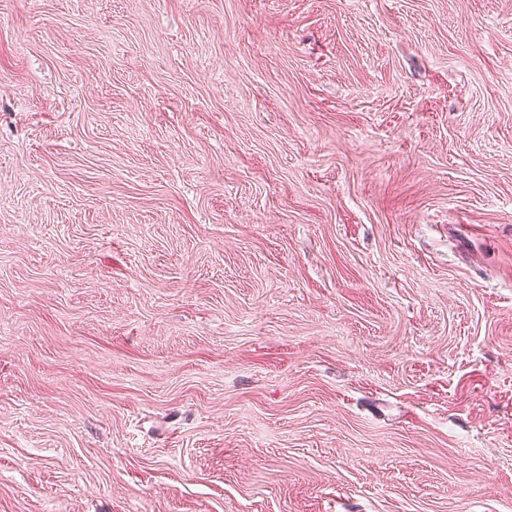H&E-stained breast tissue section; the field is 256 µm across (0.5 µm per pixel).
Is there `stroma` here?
I'll use <instances>...</instances> for the list:
<instances>
[{"label":"stroma","instance_id":"obj_1","mask_svg":"<svg viewBox=\"0 0 512 512\" xmlns=\"http://www.w3.org/2000/svg\"><path fill=\"white\" fill-rule=\"evenodd\" d=\"M0 512H512V0H0Z\"/></svg>","mask_w":512,"mask_h":512}]
</instances>
